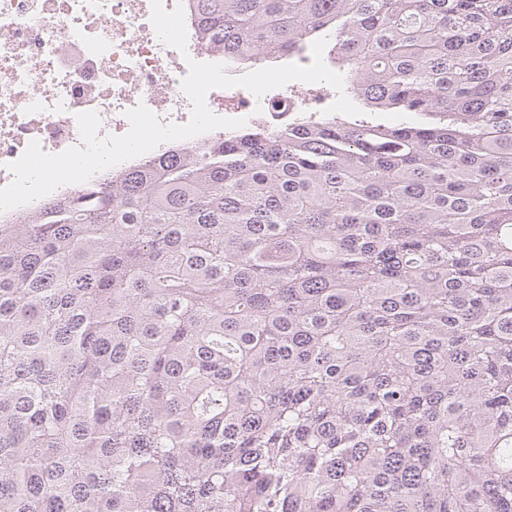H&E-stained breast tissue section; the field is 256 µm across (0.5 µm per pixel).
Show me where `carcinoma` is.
<instances>
[{"label": "carcinoma", "mask_w": 512, "mask_h": 512, "mask_svg": "<svg viewBox=\"0 0 512 512\" xmlns=\"http://www.w3.org/2000/svg\"><path fill=\"white\" fill-rule=\"evenodd\" d=\"M194 8L362 114L0 223V512H512V0Z\"/></svg>", "instance_id": "carcinoma-1"}]
</instances>
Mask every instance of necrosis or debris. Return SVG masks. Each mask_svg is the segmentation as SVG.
<instances>
[{"label": "necrosis or debris", "mask_w": 512, "mask_h": 512, "mask_svg": "<svg viewBox=\"0 0 512 512\" xmlns=\"http://www.w3.org/2000/svg\"><path fill=\"white\" fill-rule=\"evenodd\" d=\"M163 5L184 10L186 52L159 40L151 0H0V188L12 182L8 165L31 141L49 153L80 145L76 113L96 112L103 137L126 134L125 113L140 103L161 123L189 121L192 103L181 90L187 59L220 63L224 56L200 44L191 0ZM228 101L233 117L250 122L296 107L284 92L257 99L218 88L206 96L218 116Z\"/></svg>", "instance_id": "obj_1"}]
</instances>
